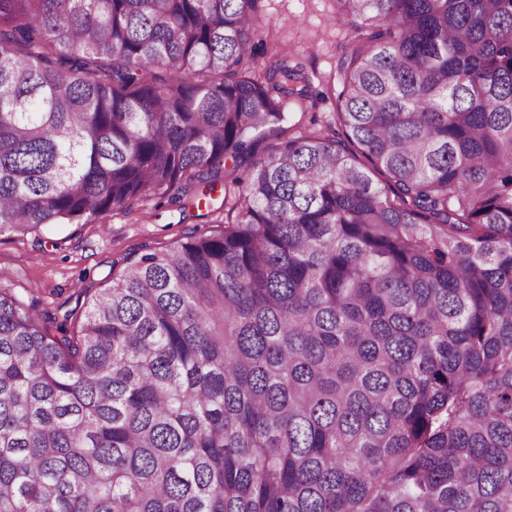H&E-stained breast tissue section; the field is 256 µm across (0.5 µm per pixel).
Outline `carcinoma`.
<instances>
[{
  "mask_svg": "<svg viewBox=\"0 0 512 512\" xmlns=\"http://www.w3.org/2000/svg\"><path fill=\"white\" fill-rule=\"evenodd\" d=\"M336 2L346 142L74 335L0 276V512H512V0ZM264 49L257 0H0V235L202 206L306 99Z\"/></svg>",
  "mask_w": 512,
  "mask_h": 512,
  "instance_id": "obj_1",
  "label": "carcinoma"
}]
</instances>
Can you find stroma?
<instances>
[{"instance_id":"35a3bbf8","label":"stroma","mask_w":512,"mask_h":512,"mask_svg":"<svg viewBox=\"0 0 512 512\" xmlns=\"http://www.w3.org/2000/svg\"><path fill=\"white\" fill-rule=\"evenodd\" d=\"M336 0H260L259 17L269 48L265 61L276 52L288 55L289 65L307 77L310 97L303 107H290L284 121L265 128L254 156L261 159L300 132L333 123L338 59L349 52L351 30L337 24ZM208 208L180 209L167 201H135L113 209L103 220L90 224H52L38 232L0 235V270L9 273L10 285L22 295H34L48 312L47 328L75 327L85 309V292L106 288L128 258L201 234L222 230L235 219L216 189ZM71 320H64V313Z\"/></svg>"}]
</instances>
